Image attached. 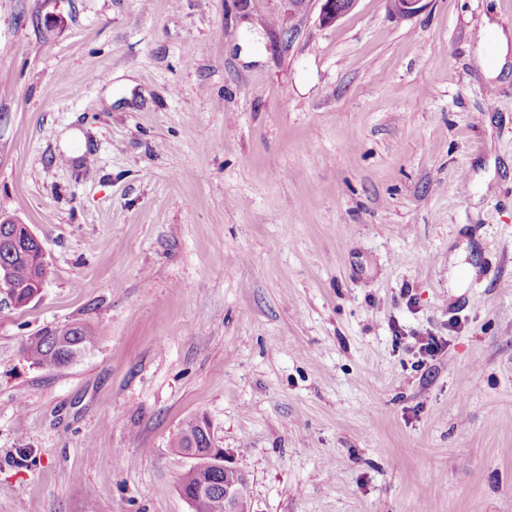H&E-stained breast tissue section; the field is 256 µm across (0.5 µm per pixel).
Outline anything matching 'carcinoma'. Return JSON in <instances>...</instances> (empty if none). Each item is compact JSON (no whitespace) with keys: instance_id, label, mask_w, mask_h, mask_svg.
Instances as JSON below:
<instances>
[{"instance_id":"carcinoma-1","label":"carcinoma","mask_w":512,"mask_h":512,"mask_svg":"<svg viewBox=\"0 0 512 512\" xmlns=\"http://www.w3.org/2000/svg\"><path fill=\"white\" fill-rule=\"evenodd\" d=\"M25 257H20L10 251L4 244L0 245V271H4L14 288L10 289L11 300L19 307L26 306L39 292L33 284H42L48 274L47 265L41 248L30 239L24 246ZM64 333V341L57 342L56 333ZM43 330L28 338L24 353L38 367L57 369L70 364L68 357L76 354L83 356L93 351L98 345V337L87 326L81 325L75 330L67 327L61 330ZM205 422L204 418L196 417L186 422L177 438V447L194 448L199 453H206L210 441L201 436L198 424ZM208 477L216 482H224V470L217 466L203 469L190 468L181 477L179 488L182 493L192 499L199 512H224V496L214 493L199 499L196 493L201 483Z\"/></svg>"}]
</instances>
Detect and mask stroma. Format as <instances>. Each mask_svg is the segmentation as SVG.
Masks as SVG:
<instances>
[{
	"mask_svg": "<svg viewBox=\"0 0 512 512\" xmlns=\"http://www.w3.org/2000/svg\"><path fill=\"white\" fill-rule=\"evenodd\" d=\"M320 10L0 0V512H192L201 416L249 512H512V0ZM338 1H347L344 5ZM322 2L321 19L331 24L349 14L357 5L358 0H319ZM486 31L489 42L495 47V55L493 60L488 56L486 48L479 50V65L487 77H496L509 51L510 37L504 33L495 23H487ZM24 242L26 256L23 258L19 254H12L5 244L0 245V272L5 271L8 280L18 287L11 288L7 278L1 275L0 288H11V300L18 307L26 306L38 294L40 288H31V285L42 284L48 274L41 248L31 236ZM61 329V335L57 331ZM62 333H64L62 335ZM72 334L71 336L69 334ZM56 336H65L64 343H58ZM98 345V337L87 326L79 324V328L70 330L68 327L54 330H43L36 336H31L24 347V353L38 367H48L51 370L65 367L77 358L92 352ZM74 353L78 357L68 361ZM207 423L204 418L196 417L186 422L180 430L177 438V448H196L199 453H207L209 451L210 441L202 435L198 424ZM201 434V437H199Z\"/></svg>",
	"mask_w": 512,
	"mask_h": 512,
	"instance_id": "stroma-1",
	"label": "stroma"
}]
</instances>
